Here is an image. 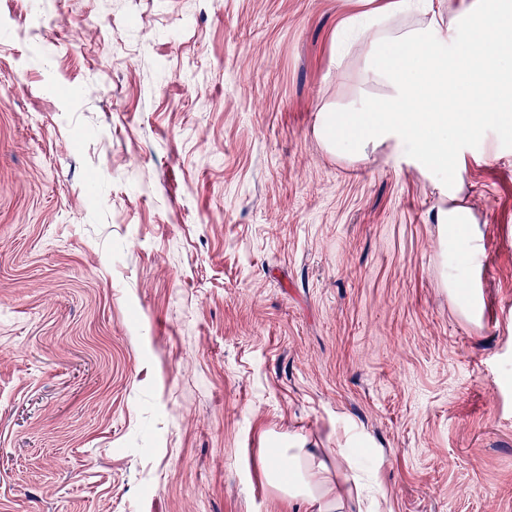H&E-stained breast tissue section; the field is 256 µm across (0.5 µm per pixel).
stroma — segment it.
<instances>
[{
    "instance_id": "35a3bbf8",
    "label": "stroma",
    "mask_w": 512,
    "mask_h": 512,
    "mask_svg": "<svg viewBox=\"0 0 512 512\" xmlns=\"http://www.w3.org/2000/svg\"><path fill=\"white\" fill-rule=\"evenodd\" d=\"M384 2L0 0V512H304L290 442L512 512V133L465 154L475 323L439 175L316 132ZM454 290V289H453ZM459 306L470 319H477L481 313L482 298L476 288L454 290Z\"/></svg>"
}]
</instances>
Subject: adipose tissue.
<instances>
[{
  "mask_svg": "<svg viewBox=\"0 0 512 512\" xmlns=\"http://www.w3.org/2000/svg\"><path fill=\"white\" fill-rule=\"evenodd\" d=\"M425 13V25L394 34L374 26L348 29L365 49L362 82L380 86L350 107L322 112L318 133L337 152L365 155L371 145L391 143L422 169L442 176L449 197L462 186L464 147L485 126L512 125V0H388L382 11ZM467 29L477 50L449 48L446 35ZM436 222L460 256L473 248V219L463 208L439 210ZM267 482L307 512H379L364 501L356 473L330 470L305 448H271Z\"/></svg>",
  "mask_w": 512,
  "mask_h": 512,
  "instance_id": "ef3b65f1",
  "label": "adipose tissue"
}]
</instances>
